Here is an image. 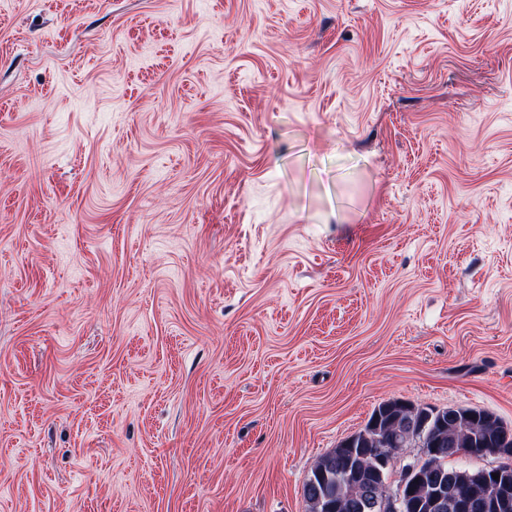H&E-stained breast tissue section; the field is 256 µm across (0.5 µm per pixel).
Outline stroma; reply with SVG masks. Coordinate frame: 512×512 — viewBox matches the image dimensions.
<instances>
[{
  "instance_id": "35a3bbf8",
  "label": "stroma",
  "mask_w": 512,
  "mask_h": 512,
  "mask_svg": "<svg viewBox=\"0 0 512 512\" xmlns=\"http://www.w3.org/2000/svg\"><path fill=\"white\" fill-rule=\"evenodd\" d=\"M393 399L512 429V0H0V512H306Z\"/></svg>"
}]
</instances>
